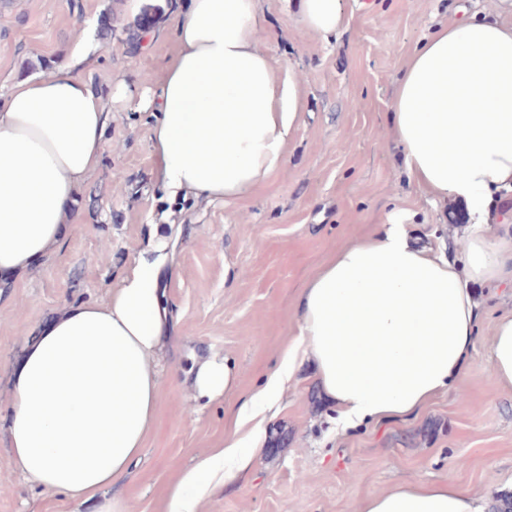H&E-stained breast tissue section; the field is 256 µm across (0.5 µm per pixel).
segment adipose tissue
Segmentation results:
<instances>
[{
	"instance_id": "adipose-tissue-1",
	"label": "adipose tissue",
	"mask_w": 512,
	"mask_h": 512,
	"mask_svg": "<svg viewBox=\"0 0 512 512\" xmlns=\"http://www.w3.org/2000/svg\"><path fill=\"white\" fill-rule=\"evenodd\" d=\"M301 26L329 36L349 27L340 0H297ZM262 0H187L175 18L177 53L158 90L109 97L83 76L85 58L21 80L0 98V286L33 272L59 244L77 189L97 168L113 103L150 112L149 146L171 197L231 204L286 161L303 113L293 71L276 72L260 36ZM392 128L412 182L432 200L464 199L473 228L453 263L417 240L407 215L331 254L298 304L299 332L243 402L251 421L274 406L299 360L310 359L321 396L346 428L423 411L458 381L477 334L470 287L512 266V235L483 234L496 193L512 190V26L463 17L433 29L410 53L392 102ZM168 243L134 257L103 303L69 304L28 339L9 379L8 448L15 472L76 506L112 512L102 491L141 454L158 401L159 354L169 330L161 286ZM488 360L512 388V313L497 319ZM228 359L201 357L196 398L233 392ZM243 442L182 473L166 512H198L211 490L246 465ZM455 484L401 482L360 512H488Z\"/></svg>"
}]
</instances>
